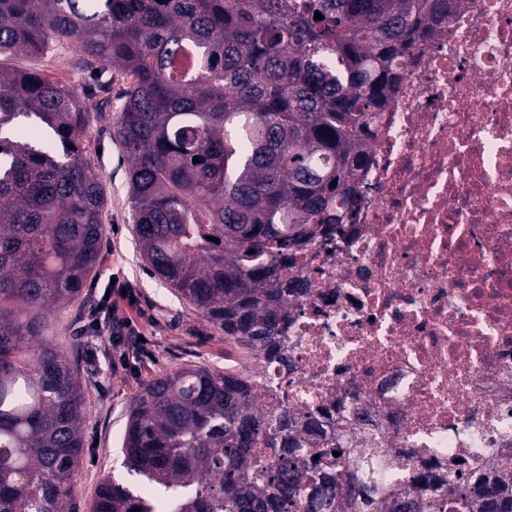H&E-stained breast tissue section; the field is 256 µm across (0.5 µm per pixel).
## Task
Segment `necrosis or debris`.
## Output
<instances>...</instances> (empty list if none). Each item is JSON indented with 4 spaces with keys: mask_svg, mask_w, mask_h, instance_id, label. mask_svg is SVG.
Wrapping results in <instances>:
<instances>
[{
    "mask_svg": "<svg viewBox=\"0 0 512 512\" xmlns=\"http://www.w3.org/2000/svg\"><path fill=\"white\" fill-rule=\"evenodd\" d=\"M399 76L345 224L282 272L292 368L258 356L257 401L424 507L426 471L512 485V0H453Z\"/></svg>",
    "mask_w": 512,
    "mask_h": 512,
    "instance_id": "1",
    "label": "necrosis or debris"
}]
</instances>
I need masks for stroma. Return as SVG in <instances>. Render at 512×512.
I'll return each mask as SVG.
<instances>
[{
	"label": "stroma",
	"instance_id": "35a3bbf8",
	"mask_svg": "<svg viewBox=\"0 0 512 512\" xmlns=\"http://www.w3.org/2000/svg\"><path fill=\"white\" fill-rule=\"evenodd\" d=\"M0 65L20 70L36 68L78 87L87 80L86 69L79 66L77 53L69 45L36 59L6 56L0 58ZM127 85L126 77L113 73L110 87L102 94L108 105L101 119L92 123L85 141L106 195L104 259L80 296L54 314L51 323L54 341L72 355L77 374L87 387L84 448L73 477L70 512H90L103 475H113L129 485L134 483V476L128 475L122 464L119 446L129 407L146 381L189 365L224 368L225 354L235 351L225 342L222 332L193 307L179 302L163 282L153 277L139 255L129 203L128 160L115 136ZM116 276L135 288L140 306L149 316L148 322L140 326L147 338V357L134 370H113L112 346L105 336L96 340V360H89L86 355V343L91 339V311L101 304L104 291Z\"/></svg>",
	"mask_w": 512,
	"mask_h": 512
}]
</instances>
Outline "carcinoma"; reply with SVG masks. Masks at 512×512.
I'll return each mask as SVG.
<instances>
[{
  "mask_svg": "<svg viewBox=\"0 0 512 512\" xmlns=\"http://www.w3.org/2000/svg\"><path fill=\"white\" fill-rule=\"evenodd\" d=\"M445 13V0H0V57L71 41L90 71L77 90L0 66V512H65L83 451L86 387L50 327L102 261L92 86L130 79L117 137L152 274L245 360L288 370L280 325L303 284L281 287L279 270L344 223L393 61ZM255 397L247 363L149 380L121 443L140 486L107 475L91 512H417L358 479L367 461L332 475L330 451L290 443L268 463L254 448L277 447L288 411L265 416ZM428 512H512V492L485 481L475 502L459 475Z\"/></svg>",
  "mask_w": 512,
  "mask_h": 512,
  "instance_id": "cac0c4a2",
  "label": "carcinoma"
}]
</instances>
